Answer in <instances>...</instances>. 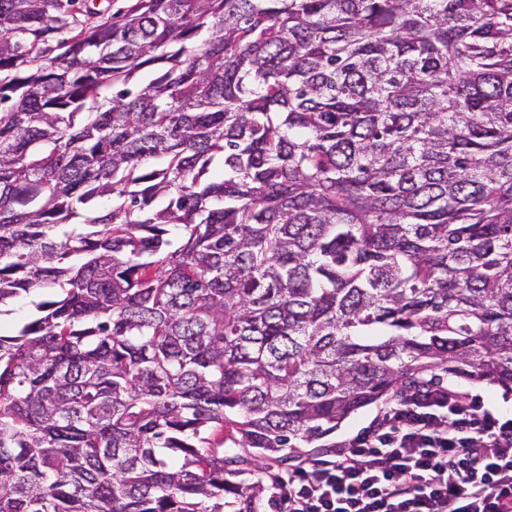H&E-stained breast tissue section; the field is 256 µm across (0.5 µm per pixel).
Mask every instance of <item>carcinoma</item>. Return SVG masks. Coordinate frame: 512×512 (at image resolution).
<instances>
[{"label": "carcinoma", "instance_id": "1", "mask_svg": "<svg viewBox=\"0 0 512 512\" xmlns=\"http://www.w3.org/2000/svg\"><path fill=\"white\" fill-rule=\"evenodd\" d=\"M50 288L0 512H250L360 408L512 390V0H0V307Z\"/></svg>", "mask_w": 512, "mask_h": 512}]
</instances>
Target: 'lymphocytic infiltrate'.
Wrapping results in <instances>:
<instances>
[{"instance_id": "1", "label": "lymphocytic infiltrate", "mask_w": 512, "mask_h": 512, "mask_svg": "<svg viewBox=\"0 0 512 512\" xmlns=\"http://www.w3.org/2000/svg\"><path fill=\"white\" fill-rule=\"evenodd\" d=\"M274 490L288 512H512V417L420 384L332 458L276 476Z\"/></svg>"}]
</instances>
